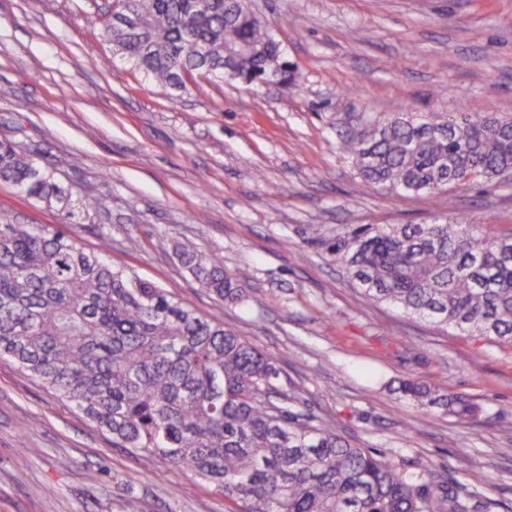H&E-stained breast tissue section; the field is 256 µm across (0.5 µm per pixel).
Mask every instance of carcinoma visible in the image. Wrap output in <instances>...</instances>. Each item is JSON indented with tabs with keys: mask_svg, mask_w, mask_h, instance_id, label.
I'll return each mask as SVG.
<instances>
[{
	"mask_svg": "<svg viewBox=\"0 0 512 512\" xmlns=\"http://www.w3.org/2000/svg\"><path fill=\"white\" fill-rule=\"evenodd\" d=\"M132 24L98 18L110 50L158 83L271 77L297 80L279 33L244 0H122ZM194 39L200 52L189 50ZM341 149L361 180L396 196L492 182L512 168V117L495 112L392 114L365 123ZM0 181L56 204L70 196L49 169L0 140ZM72 225L0 223V358L12 360L112 434L224 494L227 512H491L454 484L407 472L278 390L275 361L224 324L89 252ZM326 249L363 295L441 328L512 345V229L488 236L465 220L350 224ZM179 264L220 299L243 301L249 272L232 273L183 242ZM402 394L460 422L476 405L406 380Z\"/></svg>",
	"mask_w": 512,
	"mask_h": 512,
	"instance_id": "1",
	"label": "carcinoma"
}]
</instances>
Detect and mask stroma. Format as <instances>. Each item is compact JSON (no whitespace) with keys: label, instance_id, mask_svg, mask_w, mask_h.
<instances>
[{"label":"stroma","instance_id":"obj_1","mask_svg":"<svg viewBox=\"0 0 512 512\" xmlns=\"http://www.w3.org/2000/svg\"><path fill=\"white\" fill-rule=\"evenodd\" d=\"M101 0H0V139L28 148L72 199L80 244L271 355L294 412L512 512V346L367 300L324 244L350 224L467 217L512 227V183L391 196L363 187L339 143L396 112L512 116V0H252L296 86L213 77L154 83L103 44ZM56 226L59 207L0 182V221ZM193 245L252 270L229 304L178 263ZM414 379L479 408L469 423L408 400ZM0 512H225L191 473L117 447L82 411L0 359Z\"/></svg>","mask_w":512,"mask_h":512}]
</instances>
